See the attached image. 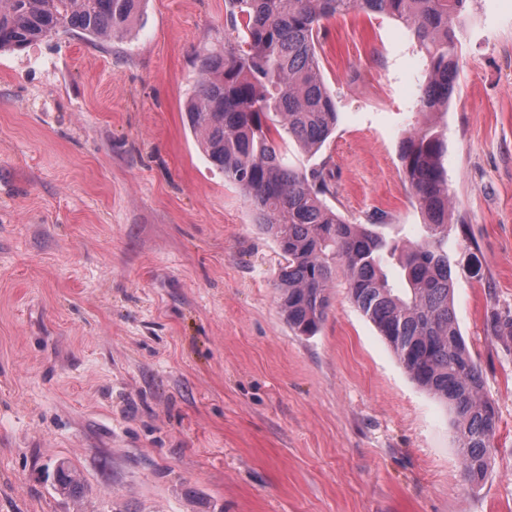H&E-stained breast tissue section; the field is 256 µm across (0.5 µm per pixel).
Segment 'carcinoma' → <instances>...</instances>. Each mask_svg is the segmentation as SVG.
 I'll use <instances>...</instances> for the list:
<instances>
[{
    "label": "carcinoma",
    "mask_w": 512,
    "mask_h": 512,
    "mask_svg": "<svg viewBox=\"0 0 512 512\" xmlns=\"http://www.w3.org/2000/svg\"><path fill=\"white\" fill-rule=\"evenodd\" d=\"M142 0H0V51L22 50L51 34L121 39ZM467 0H224V50L200 64L186 105L188 122L209 160L239 187L255 223L285 264L277 303L288 326L314 335L343 272L347 296L373 323L410 377L446 402L454 417L466 478L489 471L498 426L495 403L461 335L453 306L448 237L450 197L446 142L432 126L406 136L399 157L417 207L426 216L420 240L388 241L372 224H351L324 202L333 193L322 167L288 163V142L316 154L336 128V100L317 53L324 20L383 14L403 23L427 61L418 113L445 112L456 84L455 20ZM400 268L401 283L388 275ZM55 489L71 499L84 490L79 470L56 463Z\"/></svg>",
    "instance_id": "carcinoma-1"
}]
</instances>
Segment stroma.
Segmentation results:
<instances>
[{
    "instance_id": "1",
    "label": "stroma",
    "mask_w": 512,
    "mask_h": 512,
    "mask_svg": "<svg viewBox=\"0 0 512 512\" xmlns=\"http://www.w3.org/2000/svg\"><path fill=\"white\" fill-rule=\"evenodd\" d=\"M224 0H144L127 36L0 51V512H512V0H468L447 111L419 114L425 59L385 15L324 21L338 122L326 203L418 240L401 140L443 133L453 229L483 276L454 309L499 415L481 485L447 406L349 300L289 328L284 260L186 120ZM84 481L60 497L47 468ZM57 466V475L54 480L55 489L63 496L78 499L84 490L82 476L79 470L69 461L60 460Z\"/></svg>"
}]
</instances>
